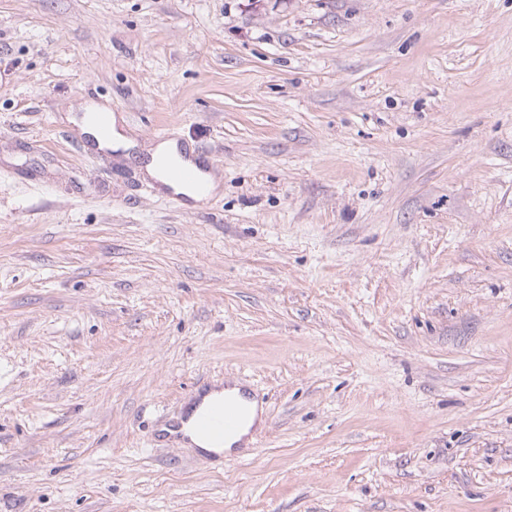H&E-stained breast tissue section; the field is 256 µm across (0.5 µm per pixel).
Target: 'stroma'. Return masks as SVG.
<instances>
[{"label": "stroma", "instance_id": "35a3bbf8", "mask_svg": "<svg viewBox=\"0 0 512 512\" xmlns=\"http://www.w3.org/2000/svg\"><path fill=\"white\" fill-rule=\"evenodd\" d=\"M0 512H512V0H0ZM99 113H107V111L102 110L100 108L93 110V111H89L86 113L84 120H83L85 132L97 141L99 148L112 149V147H114L115 149H117L119 147H124V148L130 147V145H131L130 140L125 135H123L122 132L117 131V129L115 128V122H116L115 117L113 115L109 114L110 118L112 120L110 123V125L113 127V132H112V129L109 124H107L105 122L100 123L101 122L100 119L97 117H94L95 115H97ZM97 127H98V133H97ZM98 134H99L100 138L103 140H108L111 137V135H112V138L109 141L102 142L101 140H98L99 139ZM177 151L175 141L166 142L154 147L150 155L151 161L146 165L147 172L152 177L158 179L161 184H169L177 193H183L194 200H199V198L193 194L192 190L185 186L191 187L201 197H205L208 194L209 187L214 192L219 189L220 178L214 171L206 175L209 187L203 177V173L211 168L209 162L187 152L184 153L183 161L174 162L166 169L165 174L168 180L172 182L170 183L164 176V168L167 163L180 158L177 155ZM218 398L221 400L207 402L196 411L192 426L196 434L223 445L243 429L249 414L246 404L249 397L243 392L240 398L227 396L217 388L211 390L207 399Z\"/></svg>", "mask_w": 512, "mask_h": 512}]
</instances>
